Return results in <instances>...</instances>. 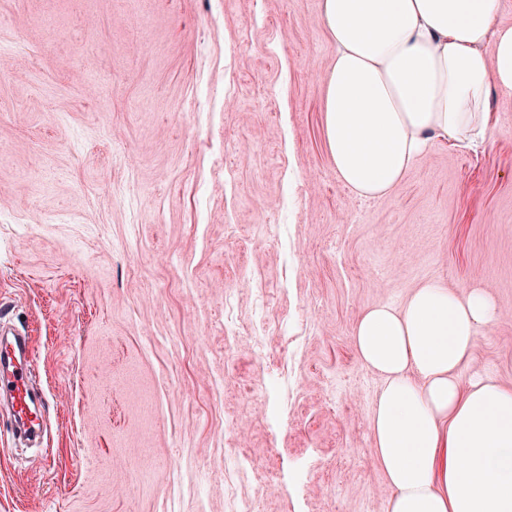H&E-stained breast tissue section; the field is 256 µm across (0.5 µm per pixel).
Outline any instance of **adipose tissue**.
I'll list each match as a JSON object with an SVG mask.
<instances>
[{"label":"adipose tissue","instance_id":"ef3b65f1","mask_svg":"<svg viewBox=\"0 0 512 512\" xmlns=\"http://www.w3.org/2000/svg\"><path fill=\"white\" fill-rule=\"evenodd\" d=\"M500 12L501 0H321L336 46L327 143L359 196L390 192L433 139L487 137L492 93L512 95ZM499 314L485 288L430 280L358 320L356 352L383 378L371 434L388 512H512V386L472 358Z\"/></svg>","mask_w":512,"mask_h":512}]
</instances>
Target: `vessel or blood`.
Returning <instances> with one entry per match:
<instances>
[{"instance_id":"b4317fda","label":"vessel or blood","mask_w":512,"mask_h":512,"mask_svg":"<svg viewBox=\"0 0 512 512\" xmlns=\"http://www.w3.org/2000/svg\"><path fill=\"white\" fill-rule=\"evenodd\" d=\"M33 351L27 332L0 339V401L7 402L15 429L40 435L42 398L33 387Z\"/></svg>"}]
</instances>
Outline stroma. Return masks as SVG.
I'll return each mask as SVG.
<instances>
[{
	"label": "stroma",
	"instance_id": "35a3bbf8",
	"mask_svg": "<svg viewBox=\"0 0 512 512\" xmlns=\"http://www.w3.org/2000/svg\"><path fill=\"white\" fill-rule=\"evenodd\" d=\"M335 55L320 0H0V321L45 400L39 451L0 409V512H387L352 336L428 280L490 291L474 363L512 384V115L360 198Z\"/></svg>",
	"mask_w": 512,
	"mask_h": 512
}]
</instances>
